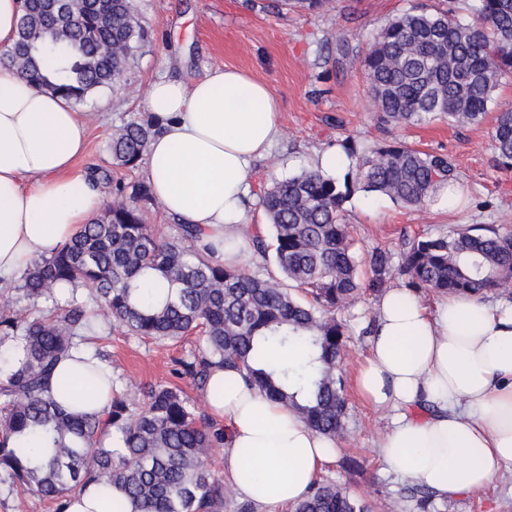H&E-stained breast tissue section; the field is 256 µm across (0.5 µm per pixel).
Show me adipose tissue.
I'll use <instances>...</instances> for the list:
<instances>
[{
    "mask_svg": "<svg viewBox=\"0 0 512 512\" xmlns=\"http://www.w3.org/2000/svg\"><path fill=\"white\" fill-rule=\"evenodd\" d=\"M146 108L159 127L144 152L154 195L170 216L198 226L201 245L218 244V260L245 265L254 250L240 226L252 166L280 135L277 98L247 72L223 67L190 82L158 75ZM86 140L73 104L0 72V288L77 235L102 206L100 188L70 173ZM377 313L354 387L365 404L391 415L380 442L384 464L442 500L485 488L512 466V304L454 295L430 308L408 289L390 288ZM86 373L101 390L91 403L71 387ZM111 386V365L83 345L58 363L51 393L70 410L100 413ZM204 397L228 430L224 482L259 512L301 500L336 457V441L237 370H213ZM416 407L426 416H411Z\"/></svg>",
    "mask_w": 512,
    "mask_h": 512,
    "instance_id": "1",
    "label": "adipose tissue"
}]
</instances>
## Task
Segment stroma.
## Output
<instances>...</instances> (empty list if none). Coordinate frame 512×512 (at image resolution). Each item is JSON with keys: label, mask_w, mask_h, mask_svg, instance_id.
Listing matches in <instances>:
<instances>
[{"label": "stroma", "mask_w": 512, "mask_h": 512, "mask_svg": "<svg viewBox=\"0 0 512 512\" xmlns=\"http://www.w3.org/2000/svg\"><path fill=\"white\" fill-rule=\"evenodd\" d=\"M150 41L128 70L121 86L96 92L78 110L88 123L87 147L75 162V173L88 176L109 171L113 182L144 179V167L117 168L109 142L112 130L127 121L147 118L149 83L161 73L194 79L207 70L229 66L265 82L280 102L281 135L269 154L252 171V193L245 224L264 228L267 219L259 198L272 181L313 168L324 150L353 146L370 151L388 141H400L423 152L447 154L460 172L464 198L454 209L432 206L413 209L379 193L359 192L344 205L359 262L376 249L393 253L388 288L405 287L399 272L401 236L449 232L477 224L512 233V172L499 169L491 145V130L500 110L512 109V78L493 94L485 119L458 127L439 118L402 126L383 125L368 91L359 52L364 51L390 19L414 6H443L444 0H328L313 13L281 0H133ZM377 294L366 293L338 312L348 330L340 374L349 407L341 452L324 476L346 487L371 512H512V468L503 470L484 490L450 501L419 507L407 482L387 470L379 442L390 427L386 411L365 405L357 396L353 373L366 353L369 330L375 325ZM110 362L118 392L128 383L180 387L194 401L202 388L178 374L180 361L192 359L202 345L198 336L155 342L103 329L95 339Z\"/></svg>", "instance_id": "obj_1"}]
</instances>
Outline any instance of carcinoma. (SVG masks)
Here are the masks:
<instances>
[{
  "label": "carcinoma",
  "mask_w": 512,
  "mask_h": 512,
  "mask_svg": "<svg viewBox=\"0 0 512 512\" xmlns=\"http://www.w3.org/2000/svg\"><path fill=\"white\" fill-rule=\"evenodd\" d=\"M132 0H22L15 39L0 51V68L42 91L78 105L122 82L145 45ZM369 92L387 124L483 121L493 92L512 77V0H473L471 20L448 8H412L390 20L361 58ZM153 120H132L112 132V164L134 167L155 134ZM500 169L512 171V109L491 132ZM343 178L307 170L276 180L260 198L269 224L263 236L242 233L276 273L264 277L228 267L214 248H200V231L179 225V236L157 235L143 208L161 207L145 181L118 186L112 201L74 239L23 273L21 297H0V334L13 344L0 377V469L66 512L68 498L101 480L135 512H224L231 488L208 467L224 446V427L173 386L139 394L112 393L101 414L69 413L49 393L56 365L79 338L97 333L86 306L72 297L34 317L20 298L53 299L79 283L99 303L101 323L156 341L198 334L202 352L183 364L205 383L216 368L233 367L269 398L294 408L315 431L338 439L347 429L348 403L338 374L345 325L335 312L362 291L359 264L344 204L357 191L379 192L417 208L459 173L448 156L404 144L349 153ZM401 271L418 293H489L512 299V233L492 226L402 240ZM370 291L382 287L391 253L369 260ZM167 285L150 292L147 279ZM304 291L298 300L290 289ZM307 362H288L291 345ZM123 500H107L123 512ZM291 512H369L331 481L317 482Z\"/></svg>",
  "instance_id": "obj_1"
}]
</instances>
